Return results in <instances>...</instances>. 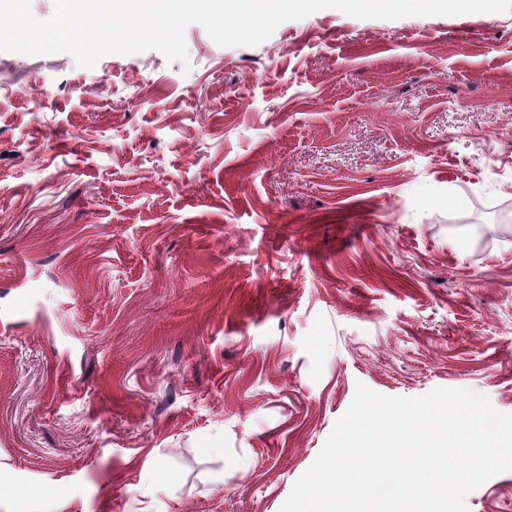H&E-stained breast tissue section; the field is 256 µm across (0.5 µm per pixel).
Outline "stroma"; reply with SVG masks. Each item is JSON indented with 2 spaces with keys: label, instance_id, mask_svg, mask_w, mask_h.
<instances>
[{
  "label": "stroma",
  "instance_id": "obj_1",
  "mask_svg": "<svg viewBox=\"0 0 512 512\" xmlns=\"http://www.w3.org/2000/svg\"><path fill=\"white\" fill-rule=\"evenodd\" d=\"M0 52L15 512H280L357 384L512 413V13ZM55 91L44 108L35 84ZM512 512V471L466 497Z\"/></svg>",
  "mask_w": 512,
  "mask_h": 512
}]
</instances>
